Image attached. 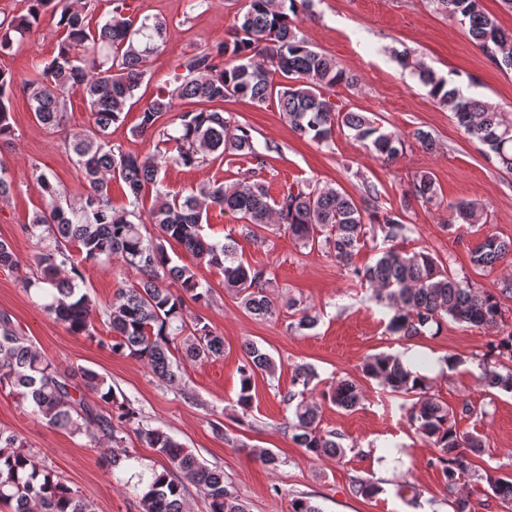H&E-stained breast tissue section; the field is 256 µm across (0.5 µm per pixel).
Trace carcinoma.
<instances>
[{"instance_id":"cac0c4a2","label":"carcinoma","mask_w":512,"mask_h":512,"mask_svg":"<svg viewBox=\"0 0 512 512\" xmlns=\"http://www.w3.org/2000/svg\"><path fill=\"white\" fill-rule=\"evenodd\" d=\"M312 0H244L234 27L224 42L208 47L178 65L167 85L140 111L135 133L157 137L155 152L135 155L112 146V125L124 122L136 91L146 76L150 54L164 40L166 25L160 20L135 25L127 0H113L110 16L92 21L86 11L72 5L57 9L59 0H30L28 14L0 21V54L38 27L42 15L60 11L57 52L33 77L18 85L11 73L0 69V144L12 139L11 100L20 90L37 122L60 131L67 121L71 95H81L91 121L89 129L71 134L65 147L76 157L86 190L76 207H63L58 187L46 173L37 175L44 206L33 212L25 231L35 240L39 274L21 279L26 293H35L39 307L64 324L74 335H92L91 314L96 309L82 291L79 262L110 261L117 257L136 270L139 280L118 289L117 298L104 311L112 336V353L147 365L163 383L181 381V364L219 357L223 337L213 333L205 317L187 314V302L206 307L212 288L199 280L188 265H173L167 245H183L199 264L221 270L224 288L241 299L251 315L272 318L288 308L299 315L297 328L309 330L318 316L290 298L267 295L273 273L262 266L246 264L237 252L236 239L228 234L222 244L202 235L207 209L219 208L240 216L243 230L255 241H266L260 230L272 226L304 247L319 248L348 268L351 276L369 286L372 297L389 307V331L410 340L448 321L481 328L503 323L501 299L512 298V278L498 282L494 290L476 286L465 272L451 269L450 261L425 249L408 252L393 242L411 231L403 215L380 205L378 188L363 182L360 201L336 189L317 188L297 181L270 199L262 183L246 177L231 186L202 183L187 194L161 189L162 164L191 168L226 157L251 159L264 166L265 153L252 129L232 114L216 107L231 97L251 99L259 106L277 104L290 128L299 137L328 147L335 130H348L357 140L386 162L398 158L404 142L383 129L375 119L338 104L334 89L353 87L357 78L336 62L311 48L301 34L299 14ZM449 19L468 27L472 42L500 69L512 72V32L489 13L482 0H431ZM404 66L413 69L430 95L448 106L470 137L487 147L485 158L502 171L512 173V113L464 95L461 85L445 78L420 61L401 54ZM285 79L279 82L276 77ZM175 113L172 124L161 122ZM122 181L126 204L112 202V181ZM439 204L435 181L428 173L415 175L404 194V207L412 203ZM451 208L456 226L481 230L484 208L459 201ZM154 226L149 230L147 225ZM391 246L378 250L372 264L356 266L353 257L374 237L375 230ZM512 258V239L486 232L472 249L470 263L487 270ZM10 246L0 240V268L18 269ZM237 405L242 416L252 409L256 380L274 377V359L254 343L244 348ZM480 380L489 388L512 392V332L498 338L483 355ZM364 378L392 392L410 396V426L437 449L430 465L439 468L452 512H476L471 498L458 490L460 476H470L487 485L490 496L512 507V477L498 475L497 468L474 469L467 453L483 447L479 434H458L450 423L448 406L427 394L425 376L404 361V355L380 353L361 365ZM314 368L298 365L292 388L281 395L293 410L288 428L293 440L306 452L320 458L343 454L338 434L319 427L320 402L344 410L361 399L357 380L343 378L321 397L313 396ZM0 389L17 394L30 404L32 414L45 424L72 434L97 432L117 443L130 428L148 448L170 464L159 473L139 474L143 486L141 512H186L183 485L174 473L182 472L198 486L207 512H246L240 499L224 482V472L201 464L170 434L143 424L128 400H119L112 384L98 372L80 368L59 371L22 336L11 315L0 312ZM111 406L102 412L91 405L87 394ZM380 491L373 482L358 478L352 492L371 498ZM0 504L9 512H96L93 502L60 480L56 472L35 462L24 441L13 431L0 428Z\"/></svg>"}]
</instances>
